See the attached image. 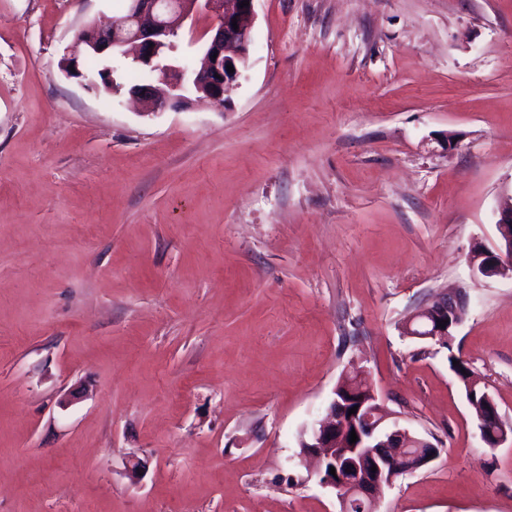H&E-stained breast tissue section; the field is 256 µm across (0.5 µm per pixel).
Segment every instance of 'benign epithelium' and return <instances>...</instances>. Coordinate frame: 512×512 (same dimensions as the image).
Returning a JSON list of instances; mask_svg holds the SVG:
<instances>
[{"mask_svg":"<svg viewBox=\"0 0 512 512\" xmlns=\"http://www.w3.org/2000/svg\"><path fill=\"white\" fill-rule=\"evenodd\" d=\"M254 2L249 0V5L242 8V0H127L121 20L82 25L62 66L68 68L67 76L79 78L82 72L77 69V60L83 51L101 58L130 54L134 61L152 70L149 82L131 89V96L152 110L183 107L192 94L222 104L248 63ZM201 13L211 16L215 24L204 45L200 66L187 71L167 63L166 52L174 49L173 38L186 20ZM234 20L236 29L232 26ZM229 64L234 68L232 73L227 69ZM496 226L497 246L491 250L479 245L470 255L473 269L485 278L512 269V205L500 211ZM467 309L463 291L444 292L408 318L405 334L446 344L449 330L465 320ZM362 376L364 373L358 372L340 379L344 392L332 399L326 419L304 431L299 441L302 455H314L319 460L320 484L332 489L344 506L355 497L375 502L395 475L413 473L438 455L429 441L391 419L374 386H369L371 398H352L349 390ZM484 400V408L478 410V429L482 433L504 423L490 393H485ZM353 407L356 413L348 414ZM352 431L358 437L354 443L349 442Z\"/></svg>","mask_w":512,"mask_h":512,"instance_id":"benign-epithelium-1","label":"benign epithelium"}]
</instances>
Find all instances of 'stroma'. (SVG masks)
Listing matches in <instances>:
<instances>
[{"label": "stroma", "mask_w": 512, "mask_h": 512, "mask_svg": "<svg viewBox=\"0 0 512 512\" xmlns=\"http://www.w3.org/2000/svg\"><path fill=\"white\" fill-rule=\"evenodd\" d=\"M125 6L0 0V512H339L298 443L356 365L440 449L375 512H512L448 362L512 421V277L469 262L512 195V0H255L227 107L150 115L129 62L108 96L60 66ZM454 287L449 346L402 335Z\"/></svg>", "instance_id": "1"}]
</instances>
